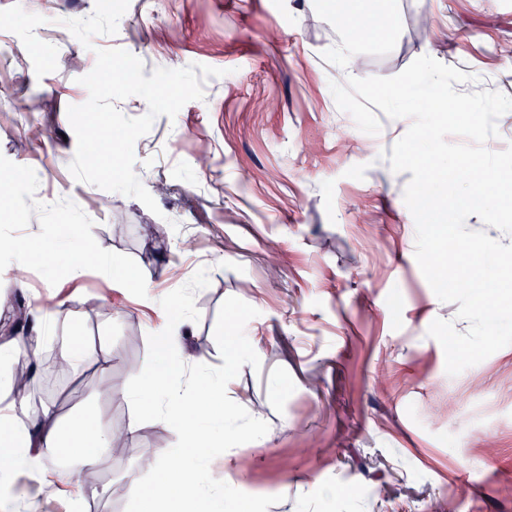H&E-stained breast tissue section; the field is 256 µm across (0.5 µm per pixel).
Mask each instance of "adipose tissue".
I'll return each mask as SVG.
<instances>
[{
  "label": "adipose tissue",
  "mask_w": 512,
  "mask_h": 512,
  "mask_svg": "<svg viewBox=\"0 0 512 512\" xmlns=\"http://www.w3.org/2000/svg\"><path fill=\"white\" fill-rule=\"evenodd\" d=\"M189 332L190 324L184 319L162 321L156 334L163 351L148 359L146 378L124 393L125 399L151 409L157 422L174 430L205 422L211 397L218 390L213 377L189 373L169 361V352L179 349L181 336ZM30 403L27 396L0 400V481L25 468L48 475L53 483L78 486L81 475L111 453L116 443L111 423L90 411L64 422L52 407L37 411ZM214 440V435L197 430L179 443L178 456L158 454L150 477L130 476L134 500L152 503L155 512H195L202 496L187 492L182 468L190 459L202 458Z\"/></svg>",
  "instance_id": "ef3b65f1"
}]
</instances>
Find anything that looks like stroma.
<instances>
[{
  "label": "stroma",
  "instance_id": "stroma-1",
  "mask_svg": "<svg viewBox=\"0 0 512 512\" xmlns=\"http://www.w3.org/2000/svg\"><path fill=\"white\" fill-rule=\"evenodd\" d=\"M398 3L395 48L356 56L359 77H390L428 55L474 74L459 91L512 96V55L495 52L512 46V0ZM94 6L0 0V171L15 175L0 196V335L24 311L44 323L39 362L64 357L74 336L110 343L119 362L108 379L41 380L35 394L62 418L92 408L136 428L133 450L84 473V485L108 489L89 512H139L126 475L142 468L140 449L178 444L130 401L99 394L106 381L136 384L163 303L192 325L181 342L188 371L224 379L235 425L198 472L223 512H512V345L447 374L428 327L468 324L415 260L410 173L380 157L410 122L381 117L372 136L337 108L338 71L322 53L340 38L313 0H130L117 33L87 48L63 22ZM423 15L435 24L422 36ZM98 48L127 50L147 77L174 57L224 71L135 144L158 212L68 169L67 108L87 101L78 79ZM33 98L41 111L27 110ZM76 223L99 262L72 283L42 245L66 244ZM116 266L149 282L148 294L114 287ZM56 293L63 320L43 304ZM0 497L23 512H70L68 494L24 471L0 483Z\"/></svg>",
  "mask_w": 512,
  "mask_h": 512
}]
</instances>
